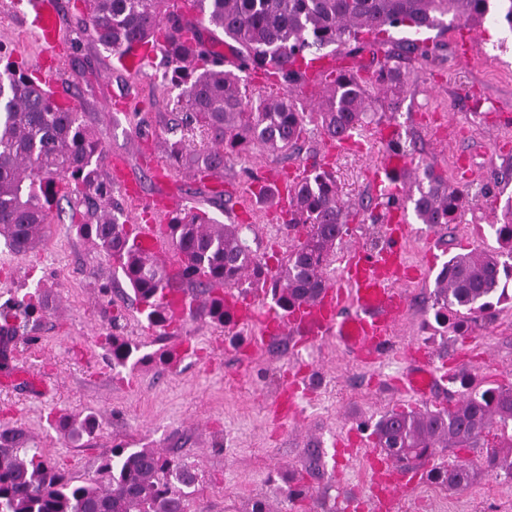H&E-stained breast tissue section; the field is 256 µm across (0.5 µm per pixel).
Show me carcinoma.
Masks as SVG:
<instances>
[{"instance_id":"obj_1","label":"carcinoma","mask_w":512,"mask_h":512,"mask_svg":"<svg viewBox=\"0 0 512 512\" xmlns=\"http://www.w3.org/2000/svg\"><path fill=\"white\" fill-rule=\"evenodd\" d=\"M85 25L94 41L113 57L164 42L170 68L164 78L180 89L174 102L167 157L181 170L201 178L222 175L228 160L246 157L257 147L271 153L306 138L308 126L328 139L353 134L375 121L371 89L383 95L390 112L399 110L407 75L396 60L432 52L426 41L408 39L402 52L386 55L371 74L345 69L311 111L297 108L284 94L266 97L241 88L255 74L289 89L307 82V67L321 61L329 45L351 54V45L377 41L392 29L419 34L462 28L487 18H503L512 28V0H86ZM195 11L213 30L236 44V69L224 68L216 37L204 39L185 12ZM389 149L413 160L415 148L398 133ZM102 143L85 125L76 107L54 97L48 81L33 78L0 52V237L15 253L27 254L41 242L54 206L79 196L83 215L92 224L76 225L80 236L122 269L147 327L173 325L167 293L190 288L203 297L189 315L224 327L232 322L224 310V288L272 281L279 311L314 298L330 286L326 270L336 244L348 234L349 212L340 198L336 177L313 165L293 185L294 209L282 223L304 231L280 264L272 268L243 238L244 225L218 224L204 211L173 217L162 234L179 256L169 270L143 255L134 229L108 207L109 183L101 179ZM408 192L387 196L390 209L411 204L421 224H453L477 198V191L448 181L430 163L419 162L406 175ZM498 243L492 250L473 249L444 263L434 281L435 321L457 331L469 318L493 315L496 306L512 301V199L502 223L489 225ZM45 304L29 293L0 312L14 319L15 335L26 338L40 326ZM112 366L124 367L139 345L119 336L106 337ZM59 430L90 436L96 417L61 413ZM378 447L399 462L429 464L435 483L464 489L477 472L512 480V385L488 384L466 391L446 410H392L375 423ZM480 451L479 464L458 459L448 467L435 463L442 450ZM99 478L78 481L60 472L37 448L28 447L19 429L0 431V512H187L197 474L187 463L151 448L117 446L98 467Z\"/></svg>"}]
</instances>
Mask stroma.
I'll return each mask as SVG.
<instances>
[{
  "label": "stroma",
  "mask_w": 512,
  "mask_h": 512,
  "mask_svg": "<svg viewBox=\"0 0 512 512\" xmlns=\"http://www.w3.org/2000/svg\"><path fill=\"white\" fill-rule=\"evenodd\" d=\"M61 3L62 34L49 54L26 18V0H0V49L32 77L51 74L53 89L78 106L106 157L126 159L141 182V197L131 199L116 186L111 199L128 224L152 223L157 196L182 197L186 210L245 225L247 244L272 263L286 252L288 237L277 209L260 205L253 193L272 172H301L318 162L334 172L350 212L344 244L370 249L385 241L383 220L366 208L373 193L370 171L385 151L376 139L378 125L414 139L422 158L454 184H492L512 161V28L506 24L473 23L479 50L471 55L463 53L458 29L428 31L433 58L406 59L399 110L378 113L377 124L357 133L360 150L327 152L325 137L314 130L300 146L229 161L217 185L173 169L160 147L163 116L177 95L163 78L165 57L128 72L80 27L83 0ZM408 36L394 30L371 48L341 59L328 56L324 64L371 71ZM511 197L512 183L501 195L479 199L456 223H412L408 258L423 276L403 284L407 312L389 353L369 366L347 357L331 338L299 354L282 337L246 359L240 348L251 331L234 323L222 331L189 318L172 336L146 328L126 298L129 286L117 264L77 233L69 204H62L31 253H13L0 242V304L37 291L48 305L34 341H11V364L50 386L43 393L22 381L0 385V429H24L31 445L77 480L96 477L101 457L116 445L175 454L198 476L187 512H251L259 498L270 512H345L348 496L365 486L368 474L362 460L349 459L344 440L374 444L380 416L429 407L392 385L406 366L407 346L425 347L437 358L458 356L457 378L512 384V302L501 303L493 317L472 318L459 333L439 326L432 309L443 263L474 248H496L489 226ZM109 333L139 344L143 361L131 370L113 369ZM180 338L190 347L177 366L160 364L158 352L173 349ZM298 365L312 371L310 391L300 396L296 417L276 419L272 401ZM457 378L447 383L452 404L462 396ZM62 412L94 413L95 433L65 437L51 424ZM336 463L344 467L339 478L332 473ZM300 480L311 492L301 502L288 496ZM393 512H512V483L482 475L466 489L449 491L427 480L401 494Z\"/></svg>",
  "instance_id": "1"
}]
</instances>
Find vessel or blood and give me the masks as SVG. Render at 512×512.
I'll use <instances>...</instances> for the list:
<instances>
[{
  "label": "vessel or blood",
  "instance_id": "vessel-or-blood-1",
  "mask_svg": "<svg viewBox=\"0 0 512 512\" xmlns=\"http://www.w3.org/2000/svg\"><path fill=\"white\" fill-rule=\"evenodd\" d=\"M27 4L37 22L40 39L46 46H54L61 32L59 0H27ZM408 168L405 159L386 154L372 169L375 196L381 198L398 189ZM386 221L388 240L384 248L369 251L350 247L338 284L288 312L270 309L260 316L256 313L255 292L226 293V311L235 322L253 330L249 338L251 348L279 336L290 337L295 347L303 349L333 338L358 362L376 360L388 348L407 309L401 285L407 268L408 220L404 210L396 208L387 213ZM138 244L148 256L158 257L166 251V240L154 224L139 225ZM410 359L407 369L394 382L396 389L419 400H436L438 378L434 359L422 348L411 353ZM364 454L369 460L372 486L369 493H353L347 508L349 512H386L398 491L412 488L418 482V473L413 466L399 463L376 449H365Z\"/></svg>",
  "mask_w": 512,
  "mask_h": 512
}]
</instances>
